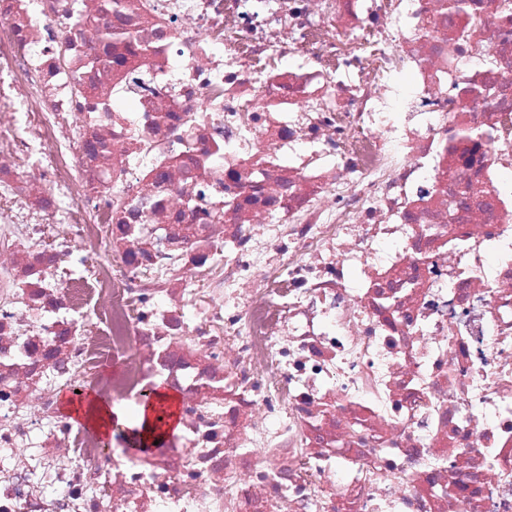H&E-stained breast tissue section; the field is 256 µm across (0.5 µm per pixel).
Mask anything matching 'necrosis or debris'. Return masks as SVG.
Wrapping results in <instances>:
<instances>
[{"label":"necrosis or debris","mask_w":512,"mask_h":512,"mask_svg":"<svg viewBox=\"0 0 512 512\" xmlns=\"http://www.w3.org/2000/svg\"><path fill=\"white\" fill-rule=\"evenodd\" d=\"M449 1L0 0V512H512V0ZM159 380L146 457L57 407Z\"/></svg>","instance_id":"necrosis-or-debris-1"}]
</instances>
